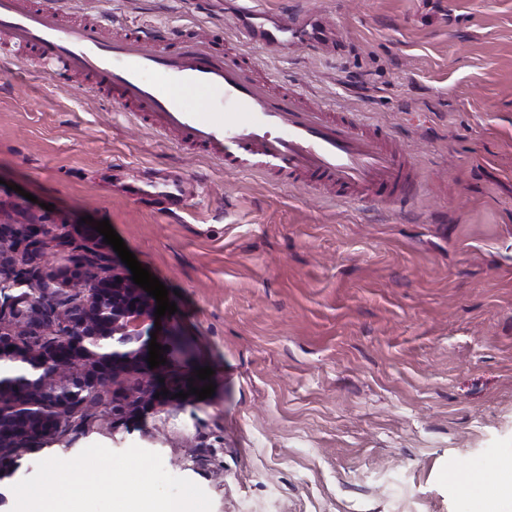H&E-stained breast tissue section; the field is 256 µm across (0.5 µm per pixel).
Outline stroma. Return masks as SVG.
Here are the masks:
<instances>
[{
	"instance_id": "35a3bbf8",
	"label": "stroma",
	"mask_w": 512,
	"mask_h": 512,
	"mask_svg": "<svg viewBox=\"0 0 512 512\" xmlns=\"http://www.w3.org/2000/svg\"><path fill=\"white\" fill-rule=\"evenodd\" d=\"M69 0L90 20L223 27L239 0ZM333 24L336 51L254 48L274 89L365 112L415 165L406 206L233 174L24 59L0 72V219L67 226L177 294L159 320L168 385L133 409L118 376L82 427L0 480L23 512L53 462L135 463L160 500L205 512H468L448 470L479 468L490 512L512 480V0H257ZM197 178L171 213L129 186ZM211 367L212 397L189 392Z\"/></svg>"
}]
</instances>
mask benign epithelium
Returning a JSON list of instances; mask_svg holds the SVG:
<instances>
[{"mask_svg": "<svg viewBox=\"0 0 512 512\" xmlns=\"http://www.w3.org/2000/svg\"><path fill=\"white\" fill-rule=\"evenodd\" d=\"M71 250L76 295L52 288L63 276L32 258L50 243ZM0 478L21 449L80 424L121 373H148L143 336L155 302L106 254L51 235L43 224L0 221Z\"/></svg>", "mask_w": 512, "mask_h": 512, "instance_id": "obj_1", "label": "benign epithelium"}]
</instances>
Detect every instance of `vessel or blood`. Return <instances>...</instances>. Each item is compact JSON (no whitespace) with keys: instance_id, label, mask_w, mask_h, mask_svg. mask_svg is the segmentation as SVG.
<instances>
[{"instance_id":"b4317fda","label":"vessel or blood","mask_w":512,"mask_h":512,"mask_svg":"<svg viewBox=\"0 0 512 512\" xmlns=\"http://www.w3.org/2000/svg\"><path fill=\"white\" fill-rule=\"evenodd\" d=\"M67 0H0V42L51 79L76 77L87 93L162 133L179 134L226 171L272 174L281 183L331 186L343 200L398 203L412 185L388 127L354 112L304 106L295 89L275 93L257 77L251 47L282 51L326 34L300 13L280 20L241 7L242 48L227 52L188 27L64 23Z\"/></svg>"}]
</instances>
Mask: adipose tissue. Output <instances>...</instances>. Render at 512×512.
Returning a JSON list of instances; mask_svg holds the SVG:
<instances>
[{
	"label": "adipose tissue",
	"mask_w": 512,
	"mask_h": 512,
	"mask_svg": "<svg viewBox=\"0 0 512 512\" xmlns=\"http://www.w3.org/2000/svg\"><path fill=\"white\" fill-rule=\"evenodd\" d=\"M67 470V465L50 464L47 472L54 480L49 491L22 492L27 512H201L200 506L193 502L148 500L143 497L140 484L132 480L120 491L105 473L75 481L67 478Z\"/></svg>",
	"instance_id": "ef3b65f1"
}]
</instances>
